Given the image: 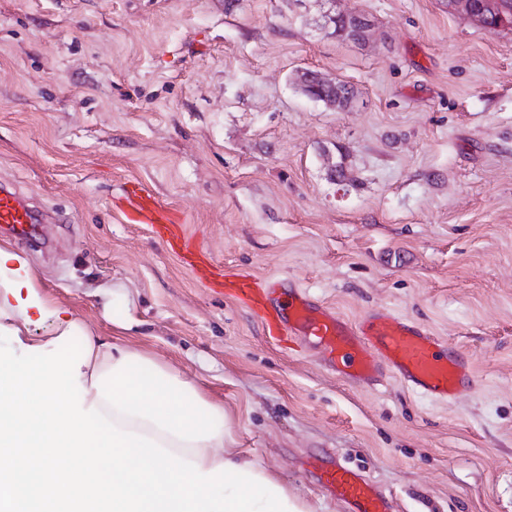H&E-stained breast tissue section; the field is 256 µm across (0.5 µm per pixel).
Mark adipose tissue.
Here are the masks:
<instances>
[{
  "instance_id": "obj_1",
  "label": "adipose tissue",
  "mask_w": 512,
  "mask_h": 512,
  "mask_svg": "<svg viewBox=\"0 0 512 512\" xmlns=\"http://www.w3.org/2000/svg\"><path fill=\"white\" fill-rule=\"evenodd\" d=\"M2 271L9 272L10 278L0 284V318L8 320L11 336H21L30 325L48 318L55 323L54 333L41 338V348L61 344L82 331V324L63 316L41 297L28 261L0 246ZM89 348L80 369L85 402L109 414L119 430L147 436L197 462L203 472L226 463L263 475V468L240 459L229 447L223 405L207 401L192 382L137 351L95 336L90 337Z\"/></svg>"
}]
</instances>
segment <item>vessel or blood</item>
I'll return each mask as SVG.
<instances>
[{
  "label": "vessel or blood",
  "instance_id": "b4317fda",
  "mask_svg": "<svg viewBox=\"0 0 512 512\" xmlns=\"http://www.w3.org/2000/svg\"><path fill=\"white\" fill-rule=\"evenodd\" d=\"M123 200L129 222L150 225L200 282L247 308L272 339L295 337L318 350L332 370L354 380L375 379L381 368H388L408 388L436 401L455 399L472 388L475 376L469 359L424 326L388 311L370 312L355 325L302 290L283 292L278 278L226 274L185 235L181 217L143 184L125 183ZM40 221L15 188L0 183V226L26 240ZM320 483L351 512H391L393 507L372 480L338 460L322 467Z\"/></svg>",
  "mask_w": 512,
  "mask_h": 512
}]
</instances>
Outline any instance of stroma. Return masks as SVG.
<instances>
[{
    "label": "stroma",
    "mask_w": 512,
    "mask_h": 512,
    "mask_svg": "<svg viewBox=\"0 0 512 512\" xmlns=\"http://www.w3.org/2000/svg\"><path fill=\"white\" fill-rule=\"evenodd\" d=\"M304 69L355 98L305 96ZM131 179L225 270L419 323L474 389L437 402L269 338L125 222ZM0 181L49 215L43 249L0 229L41 294L222 403L233 448L308 512H349L309 466L336 458L393 512H512V29L448 0H0ZM326 18L328 20V23H336V25H334L333 27L337 36L355 42H366V29L368 28L369 25V29L371 30V24L364 16L353 13L334 12L332 14L331 12H329L326 15ZM336 18H343L344 20L336 21ZM347 20H367L368 25H353L351 22H347Z\"/></svg>",
    "instance_id": "stroma-1"
}]
</instances>
